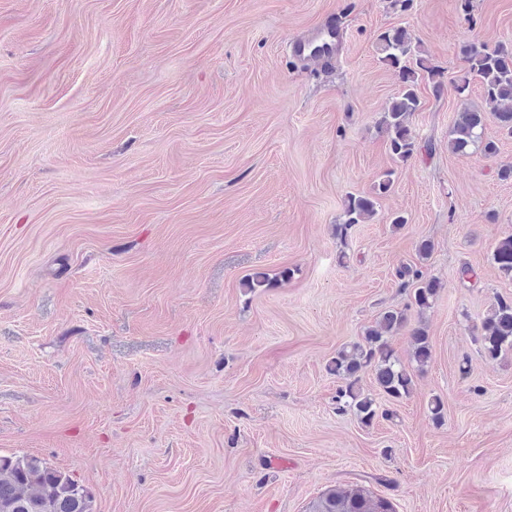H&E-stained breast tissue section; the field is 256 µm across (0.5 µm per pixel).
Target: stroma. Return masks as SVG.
I'll list each match as a JSON object with an SVG mask.
<instances>
[{"instance_id":"stroma-1","label":"stroma","mask_w":512,"mask_h":512,"mask_svg":"<svg viewBox=\"0 0 512 512\" xmlns=\"http://www.w3.org/2000/svg\"><path fill=\"white\" fill-rule=\"evenodd\" d=\"M471 5L473 27L458 0H0V455L70 475L93 512H306L337 484L512 512V353L476 340L512 296L492 263L512 135L490 117L495 155L448 149L457 46L512 43V0ZM327 21L334 58L295 60ZM399 26L443 83L410 119L434 150L404 164L377 127L400 83L375 39ZM387 170L374 219L336 237ZM416 262L443 284L410 315L433 358L366 428L327 364L409 303Z\"/></svg>"}]
</instances>
